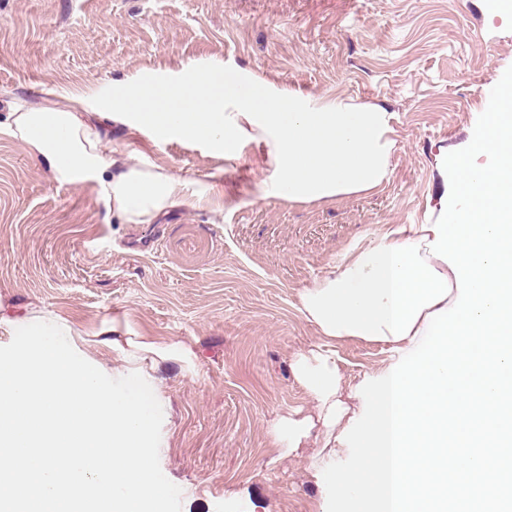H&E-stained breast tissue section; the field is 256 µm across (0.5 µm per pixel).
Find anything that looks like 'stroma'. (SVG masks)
<instances>
[{
    "label": "stroma",
    "instance_id": "35a3bbf8",
    "mask_svg": "<svg viewBox=\"0 0 512 512\" xmlns=\"http://www.w3.org/2000/svg\"><path fill=\"white\" fill-rule=\"evenodd\" d=\"M223 61L318 96L392 116V173L382 188L334 203L259 198L245 164L199 142L109 127V154L130 152L217 183L223 214L184 206L131 229L92 183L53 182L28 148L0 135V304L55 309L97 344L118 317L131 336L177 338L193 364L161 365L159 456L182 512H321L314 446L285 455L266 429L305 407L295 353L317 342L298 292L390 224H432L447 204L445 156L466 147L491 89L512 66V15L498 0H0V122L44 90L111 100L115 83L171 81ZM351 389L386 356L336 344Z\"/></svg>",
    "mask_w": 512,
    "mask_h": 512
}]
</instances>
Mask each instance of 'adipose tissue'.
<instances>
[{
  "label": "adipose tissue",
  "mask_w": 512,
  "mask_h": 512,
  "mask_svg": "<svg viewBox=\"0 0 512 512\" xmlns=\"http://www.w3.org/2000/svg\"><path fill=\"white\" fill-rule=\"evenodd\" d=\"M206 143L232 160L247 158L263 195L289 205L333 202L380 188L391 174L395 144L387 112L278 87L215 63L177 82L131 81L116 87L109 106L92 109L83 95L48 93L43 102L15 104L0 133L27 146L60 185L94 182L106 209L125 224H150L168 210L192 203L216 206L213 183L192 179L178 167H162L134 153L109 159L108 121ZM433 231L393 224L373 244L352 250L298 294L297 309L320 343L296 353L291 370L311 405L277 416L267 427L273 447L290 453L313 442L310 460L322 469L347 455L338 437L362 399L344 400L337 341L357 338L387 347L383 375L415 346L428 313L451 306L456 277L432 257ZM119 354L107 363L113 380L146 375L162 361H191L179 340L125 336L120 320L102 324Z\"/></svg>",
  "instance_id": "obj_1"
}]
</instances>
